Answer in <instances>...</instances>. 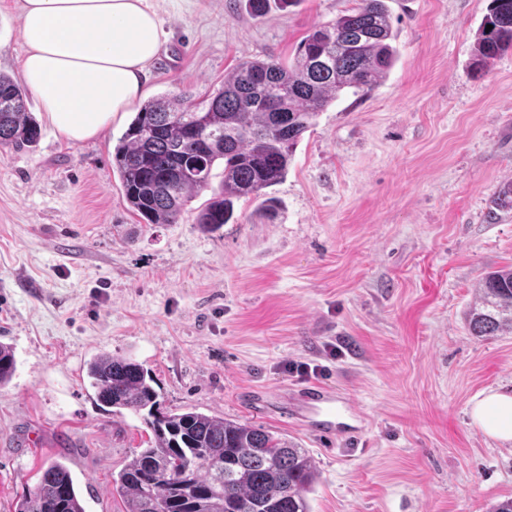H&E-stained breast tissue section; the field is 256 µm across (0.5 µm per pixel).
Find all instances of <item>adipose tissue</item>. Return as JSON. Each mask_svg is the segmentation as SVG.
I'll use <instances>...</instances> for the list:
<instances>
[{"label": "adipose tissue", "mask_w": 512, "mask_h": 512, "mask_svg": "<svg viewBox=\"0 0 512 512\" xmlns=\"http://www.w3.org/2000/svg\"><path fill=\"white\" fill-rule=\"evenodd\" d=\"M21 74L47 122L72 141L95 136L144 91L163 38L151 0H16ZM486 435L512 439V393L472 407Z\"/></svg>", "instance_id": "ef3b65f1"}]
</instances>
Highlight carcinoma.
<instances>
[{"label": "carcinoma", "instance_id": "cac0c4a2", "mask_svg": "<svg viewBox=\"0 0 512 512\" xmlns=\"http://www.w3.org/2000/svg\"><path fill=\"white\" fill-rule=\"evenodd\" d=\"M395 39L384 0H359L306 35L290 63L240 62L205 104L185 96L145 102L112 151L128 206L146 224H175L221 163L220 191L196 217L202 229L228 223L243 197L261 199L273 214L276 200L263 192L284 180L302 134L342 92L370 88L388 74ZM509 48L512 0H491L476 61L484 66ZM27 100L24 86L0 74L1 151L39 141ZM466 322L476 337L512 335V267L482 277ZM15 369L12 347L0 343V386ZM86 374L99 406L128 410L150 430L147 447L112 478L125 512H311L316 471L306 449L260 426L163 409L149 371L128 358L101 352ZM15 512H84L67 466L44 467Z\"/></svg>", "mask_w": 512, "mask_h": 512}]
</instances>
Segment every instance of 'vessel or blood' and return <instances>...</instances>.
Wrapping results in <instances>:
<instances>
[{
	"mask_svg": "<svg viewBox=\"0 0 512 512\" xmlns=\"http://www.w3.org/2000/svg\"><path fill=\"white\" fill-rule=\"evenodd\" d=\"M287 404L293 421L314 437L331 441L354 438L361 432L359 409L333 386L311 383L292 388Z\"/></svg>",
	"mask_w": 512,
	"mask_h": 512,
	"instance_id": "obj_1",
	"label": "vessel or blood"
}]
</instances>
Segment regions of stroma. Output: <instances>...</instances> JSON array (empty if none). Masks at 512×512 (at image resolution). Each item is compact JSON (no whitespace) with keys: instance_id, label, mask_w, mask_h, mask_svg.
<instances>
[{"instance_id":"obj_1","label":"stroma","mask_w":512,"mask_h":512,"mask_svg":"<svg viewBox=\"0 0 512 512\" xmlns=\"http://www.w3.org/2000/svg\"><path fill=\"white\" fill-rule=\"evenodd\" d=\"M385 4L395 66L319 112L269 190L274 215L243 198L201 230L216 177L178 223H141L112 167L130 111L81 142L44 126L0 154V342L16 359L0 387V512L55 460L85 512H124L112 477L149 431L98 407L86 363L101 351L148 369L167 409L306 448L312 512H488L512 497V440L469 414L512 390V335L477 338L465 320L484 274L512 265V48L476 69L489 0ZM355 6L154 0L169 36L145 96L207 100L242 60L289 59ZM19 25L0 0V73L16 79ZM311 382L355 402L357 439H316L282 413L280 396Z\"/></svg>"}]
</instances>
